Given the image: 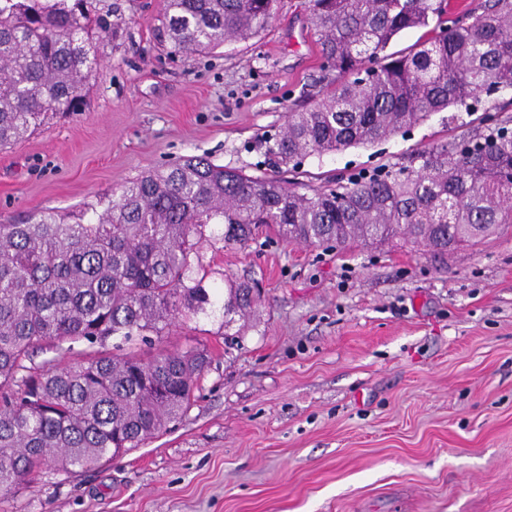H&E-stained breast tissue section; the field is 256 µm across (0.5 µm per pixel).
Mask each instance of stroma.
Returning a JSON list of instances; mask_svg holds the SVG:
<instances>
[{
	"instance_id": "35a3bbf8",
	"label": "stroma",
	"mask_w": 512,
	"mask_h": 512,
	"mask_svg": "<svg viewBox=\"0 0 512 512\" xmlns=\"http://www.w3.org/2000/svg\"><path fill=\"white\" fill-rule=\"evenodd\" d=\"M91 3L112 29L81 107L0 148V221L78 214L187 156L272 173L257 138L322 90L304 0H278L250 40L177 55L163 0ZM507 119L512 89L281 177L345 183ZM201 251L207 290L258 283L256 327L225 336L217 306L173 328L160 348L211 358L183 416L121 457L47 470L0 512H512V224L442 256L263 234Z\"/></svg>"
}]
</instances>
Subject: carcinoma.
I'll use <instances>...</instances> for the list:
<instances>
[{
	"label": "carcinoma",
	"instance_id": "cac0c4a2",
	"mask_svg": "<svg viewBox=\"0 0 512 512\" xmlns=\"http://www.w3.org/2000/svg\"><path fill=\"white\" fill-rule=\"evenodd\" d=\"M277 0H164L171 52L246 41ZM445 0H306L320 37L322 98L263 140L276 165L376 141L435 112L512 89V0H487L445 25ZM436 20L430 26V20ZM88 0H0V147L50 112H77L98 63ZM427 29L414 48L392 40ZM419 165L300 191L187 157L144 174L92 220L42 212L0 224V494L55 467L85 468L141 447L190 407L208 366L197 350H147L181 318L224 299V326L258 295L224 279L211 296L200 244L259 231L285 242L382 246L401 237L438 253L512 224V130L503 126L416 157ZM51 353L36 361L39 350Z\"/></svg>",
	"mask_w": 512,
	"mask_h": 512
}]
</instances>
